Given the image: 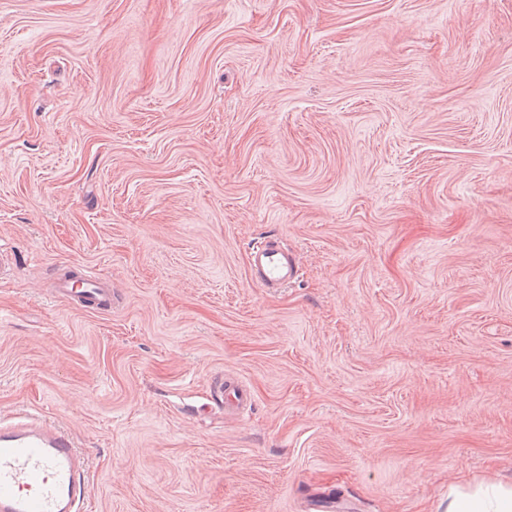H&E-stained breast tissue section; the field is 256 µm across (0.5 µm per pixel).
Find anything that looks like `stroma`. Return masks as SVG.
I'll use <instances>...</instances> for the list:
<instances>
[{
	"label": "stroma",
	"instance_id": "35a3bbf8",
	"mask_svg": "<svg viewBox=\"0 0 512 512\" xmlns=\"http://www.w3.org/2000/svg\"><path fill=\"white\" fill-rule=\"evenodd\" d=\"M0 246V416L71 432L86 512L512 483V0H0ZM252 279L267 291L287 288L294 277V268L276 239H269L250 252ZM100 280L90 268L81 266L76 281H62L57 288L63 298H69L80 307H85L86 303L105 307L109 302V293ZM215 399L224 404V410L235 412L245 408L251 402V394L239 383L235 382L231 378L219 382L213 390Z\"/></svg>",
	"mask_w": 512,
	"mask_h": 512
}]
</instances>
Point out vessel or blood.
I'll return each instance as SVG.
<instances>
[{"label":"vessel or blood","instance_id":"b4317fda","mask_svg":"<svg viewBox=\"0 0 512 512\" xmlns=\"http://www.w3.org/2000/svg\"><path fill=\"white\" fill-rule=\"evenodd\" d=\"M252 279L266 290L288 286L294 268L279 242L266 240L250 253ZM62 297L78 305L107 306L98 276L81 267L77 280L59 283ZM215 399L231 412L249 405L251 394L234 380L215 386ZM85 458L74 437L40 417L0 420V512H82Z\"/></svg>","mask_w":512,"mask_h":512}]
</instances>
